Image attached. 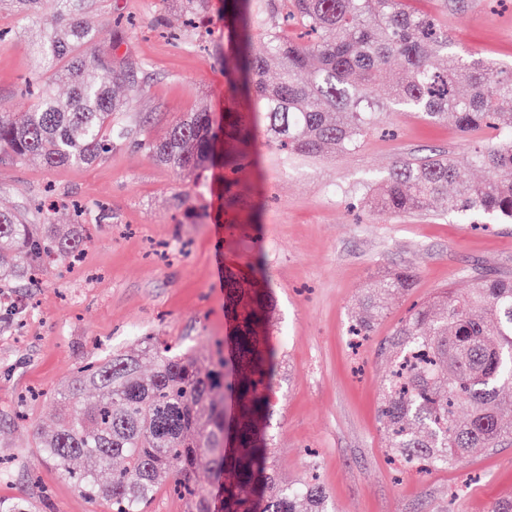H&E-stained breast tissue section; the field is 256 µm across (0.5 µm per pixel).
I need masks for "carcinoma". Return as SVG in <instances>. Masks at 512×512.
I'll list each match as a JSON object with an SVG mask.
<instances>
[{"label": "carcinoma", "mask_w": 512, "mask_h": 512, "mask_svg": "<svg viewBox=\"0 0 512 512\" xmlns=\"http://www.w3.org/2000/svg\"><path fill=\"white\" fill-rule=\"evenodd\" d=\"M24 19L47 15L60 29L34 47L37 76L50 82L26 112L0 113V150L48 168L92 164L134 134L123 117L138 96L146 65L116 60L128 32L120 20L101 32L83 14L92 0H10ZM416 0H224L230 95L224 124L205 109L173 119L145 149L194 187L218 165L232 173L258 133L289 154L326 156L354 149L394 106L429 123L452 120L463 134L498 132L477 141L467 166L487 176L467 178L450 157L398 159L368 186L365 205L384 216L422 212L437 200L465 224L480 216L512 223V66H498L455 46L448 27ZM262 47L254 48L256 31ZM443 60L437 68L433 59ZM278 77L267 79L271 65ZM401 76L390 87L393 66ZM79 232L59 236L0 211V288H14L47 262L76 257ZM401 268L381 276L355 313L352 335L369 336L387 305L413 287ZM272 287L229 271L224 276V342L207 354L145 337L139 354H111L83 366L59 399L57 423L41 453L88 499L112 512H148L164 481L186 500V512H329L323 486L284 483L272 462L271 417L282 352L272 343ZM391 364L380 417L388 451L419 473L448 467L512 442V409L498 400L512 387V278L489 275L470 288L440 289L414 307L380 345ZM152 363L149 375L143 361ZM95 391L93 401L81 392ZM85 458L82 470L73 461ZM109 471L106 483L99 473Z\"/></svg>", "instance_id": "cac0c4a2"}]
</instances>
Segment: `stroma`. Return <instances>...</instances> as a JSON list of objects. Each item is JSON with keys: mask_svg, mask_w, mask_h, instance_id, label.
I'll return each instance as SVG.
<instances>
[{"mask_svg": "<svg viewBox=\"0 0 512 512\" xmlns=\"http://www.w3.org/2000/svg\"><path fill=\"white\" fill-rule=\"evenodd\" d=\"M211 4L203 49L166 36L183 26L180 0H103L86 15L95 28L116 12L135 21L117 53L147 65L126 118L148 135L184 112L224 110V0ZM0 25L16 30L0 46V112H24L34 104L24 84L37 67L32 44L47 24L19 23L6 8ZM448 34L460 49L512 64V0L503 7L474 0L467 13L449 17ZM471 145L452 123L404 111L390 113L355 150L331 157H286L261 141L235 175L230 210L221 167L200 191L129 142L94 164L54 169L0 152V208L40 223L33 205L50 190L56 232L75 231L78 203L88 234L79 265L44 267L33 285L0 296V459L12 465L0 497L39 512H111L37 453L40 435L55 427L59 393L96 354L138 350L146 336L213 348L224 336L223 273L254 264L275 292L273 340L284 358L273 461L285 481L317 475L334 512H488L512 496V444L424 475L390 462L379 421L387 367L377 355L394 325L439 289L512 274V224H462L437 205L358 222L347 209L351 195L397 159L462 160ZM404 266L415 273L411 290L351 348L348 323L366 288Z\"/></svg>", "mask_w": 512, "mask_h": 512, "instance_id": "obj_1", "label": "stroma"}]
</instances>
